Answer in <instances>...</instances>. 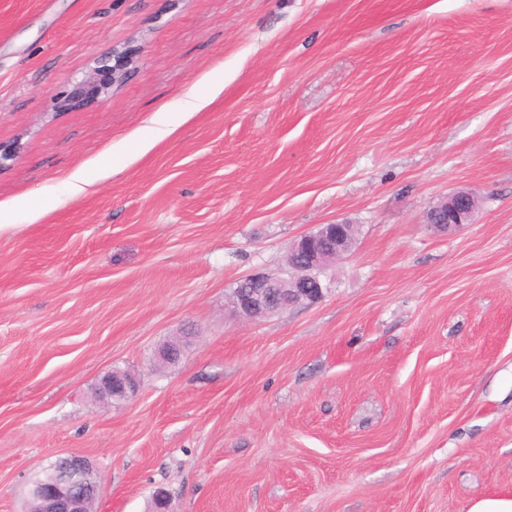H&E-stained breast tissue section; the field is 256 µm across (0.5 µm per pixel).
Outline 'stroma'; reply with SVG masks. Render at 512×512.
Masks as SVG:
<instances>
[{"mask_svg":"<svg viewBox=\"0 0 512 512\" xmlns=\"http://www.w3.org/2000/svg\"><path fill=\"white\" fill-rule=\"evenodd\" d=\"M113 51L127 80L59 102ZM0 151V512L68 453L95 512L512 495V0H0ZM461 190L470 223L427 224ZM336 222L322 300L233 311ZM114 370L138 391L100 404Z\"/></svg>","mask_w":512,"mask_h":512,"instance_id":"1","label":"stroma"}]
</instances>
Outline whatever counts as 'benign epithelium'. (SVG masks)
Returning <instances> with one entry per match:
<instances>
[{
    "instance_id": "1",
    "label": "benign epithelium",
    "mask_w": 512,
    "mask_h": 512,
    "mask_svg": "<svg viewBox=\"0 0 512 512\" xmlns=\"http://www.w3.org/2000/svg\"><path fill=\"white\" fill-rule=\"evenodd\" d=\"M124 56H104L97 62L87 79L76 84L65 101L76 105L98 97L121 81L126 73ZM474 200L468 191H458L433 206L427 223L439 216L437 227L452 230L471 221L474 210L457 206L460 198ZM353 225L321 224L290 246V252L301 256L288 264L289 274L275 277L252 274L239 280L233 309L251 319L272 316L297 304H313L324 295L320 275L337 258L347 253L353 243ZM137 391V381L129 373H109L97 387L103 401L126 400ZM43 477L30 482L26 492L25 512L30 507L37 512H90V503L99 495L100 478L93 464L82 455L61 457L42 470Z\"/></svg>"
}]
</instances>
